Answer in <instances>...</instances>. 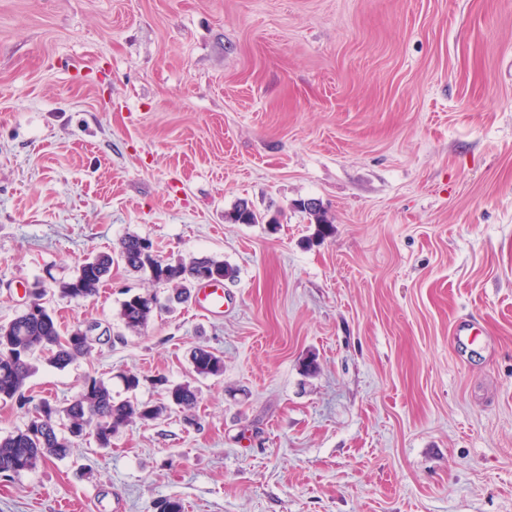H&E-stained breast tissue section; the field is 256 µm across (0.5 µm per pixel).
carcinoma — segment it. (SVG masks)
<instances>
[{
	"mask_svg": "<svg viewBox=\"0 0 512 512\" xmlns=\"http://www.w3.org/2000/svg\"><path fill=\"white\" fill-rule=\"evenodd\" d=\"M238 224H258L262 216L242 203L231 215ZM143 237L128 235L121 239L116 255L97 254L86 258L76 274L68 280L56 282L53 292L66 299L88 298L96 295L100 285L109 275L114 260L122 261L127 268L145 274L157 285H164L174 292V300L184 303L192 298L200 284L198 273L205 269L225 280L236 277L237 270L222 260L204 257L188 261H167L151 257L142 247ZM35 297L38 311L26 309L12 320L0 323V401L28 404L23 394L26 380L34 371L31 363L37 353L48 356L49 362L64 367L88 355L93 342L92 332L97 325L78 326L61 334L53 314L44 305L48 294L41 284ZM157 301L152 295L145 299L135 294L120 306L119 317L125 327L140 332L147 327ZM192 371L203 377L224 373V360L214 352L199 347L191 357ZM155 384L163 387L164 398L157 404L135 398L116 400L111 386L103 379L86 377L77 393L66 406L43 399L29 410L24 427L0 437V478L8 479L46 463L51 459L67 456L76 441L91 435L98 447H112V439L130 424L149 423L172 409L188 411L195 408L198 392L191 382L169 384L160 377Z\"/></svg>",
	"mask_w": 512,
	"mask_h": 512,
	"instance_id": "obj_1",
	"label": "carcinoma"
}]
</instances>
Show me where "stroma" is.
Returning <instances> with one entry per match:
<instances>
[{
	"instance_id": "obj_1",
	"label": "stroma",
	"mask_w": 512,
	"mask_h": 512,
	"mask_svg": "<svg viewBox=\"0 0 512 512\" xmlns=\"http://www.w3.org/2000/svg\"><path fill=\"white\" fill-rule=\"evenodd\" d=\"M130 234L235 267L223 317L129 332L169 290L115 263L48 301L111 341L24 392L198 404L0 478V512H512V0H0V322ZM114 257L112 254H96L86 258L78 267L76 274L68 280L55 281L53 294L66 299L88 298L95 296L109 275ZM144 294H135L125 299L120 306L119 317L125 327L134 332H140L147 327L157 308V298L147 294L150 298L143 299ZM154 301V306L151 304ZM192 371L203 377L220 376L224 373V360L206 348H196L191 357Z\"/></svg>"
}]
</instances>
